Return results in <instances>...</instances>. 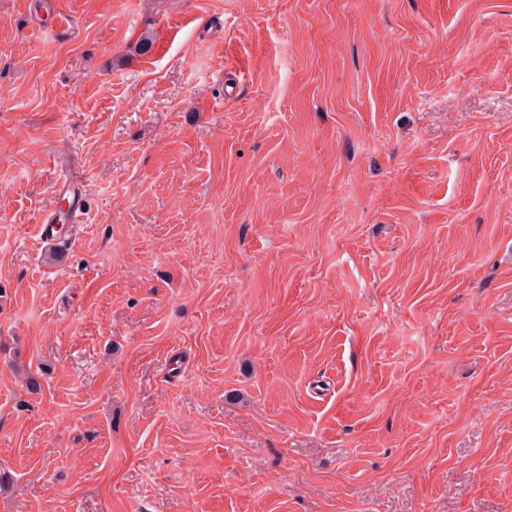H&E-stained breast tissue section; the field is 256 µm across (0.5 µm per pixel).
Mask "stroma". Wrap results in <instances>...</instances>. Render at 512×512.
Returning a JSON list of instances; mask_svg holds the SVG:
<instances>
[{
  "label": "stroma",
  "mask_w": 512,
  "mask_h": 512,
  "mask_svg": "<svg viewBox=\"0 0 512 512\" xmlns=\"http://www.w3.org/2000/svg\"><path fill=\"white\" fill-rule=\"evenodd\" d=\"M3 471L0 512H512V0H0ZM54 193L58 198L66 202V206L70 205L69 224H72L73 227L80 224L83 221L84 212L82 198L78 196L77 188L64 179H60L55 185Z\"/></svg>",
  "instance_id": "stroma-1"
}]
</instances>
